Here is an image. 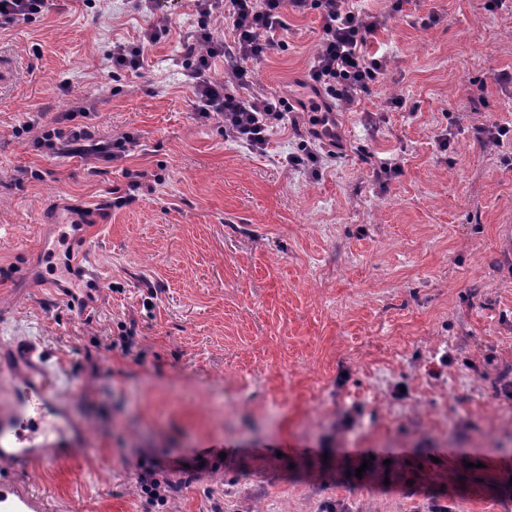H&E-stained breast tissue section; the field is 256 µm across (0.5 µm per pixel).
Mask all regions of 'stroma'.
Here are the masks:
<instances>
[{
	"instance_id": "1",
	"label": "stroma",
	"mask_w": 512,
	"mask_h": 512,
	"mask_svg": "<svg viewBox=\"0 0 512 512\" xmlns=\"http://www.w3.org/2000/svg\"><path fill=\"white\" fill-rule=\"evenodd\" d=\"M407 10L314 173L285 163L290 127L258 154L194 112L190 0H156L170 33L137 75L108 56L149 22L128 0L0 26V333L41 344L91 430L13 470L42 512H512V7ZM321 36L317 11L289 15L257 89L295 86ZM482 112L501 144L474 135ZM76 123L137 145L77 150ZM143 172L152 191L113 207Z\"/></svg>"
}]
</instances>
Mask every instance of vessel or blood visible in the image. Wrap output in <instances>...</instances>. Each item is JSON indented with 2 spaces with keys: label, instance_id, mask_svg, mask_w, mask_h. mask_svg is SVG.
Returning <instances> with one entry per match:
<instances>
[{
  "label": "vessel or blood",
  "instance_id": "1",
  "mask_svg": "<svg viewBox=\"0 0 512 512\" xmlns=\"http://www.w3.org/2000/svg\"><path fill=\"white\" fill-rule=\"evenodd\" d=\"M14 364L0 360V387L5 388L8 410L0 411V469L44 460L45 449L57 458L70 457L86 443V433L56 400L50 371L42 350L24 341L12 344ZM34 492L0 479V512H39Z\"/></svg>",
  "mask_w": 512,
  "mask_h": 512
}]
</instances>
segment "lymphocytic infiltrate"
<instances>
[{
	"label": "lymphocytic infiltrate",
	"instance_id": "f902f5d3",
	"mask_svg": "<svg viewBox=\"0 0 512 512\" xmlns=\"http://www.w3.org/2000/svg\"><path fill=\"white\" fill-rule=\"evenodd\" d=\"M318 11L322 19L320 46L300 81L309 95L288 96L252 90L251 63L264 59L275 41L288 29V13ZM201 20L198 30L184 45L189 60L194 110L199 117H220L233 140L259 151L266 147L275 128L288 112L308 113L309 126L299 152L287 158L289 167L305 170L318 164L329 139L328 116L335 105L353 107L362 93L384 74L387 57L372 52L369 37L385 16L364 14L357 0H196ZM223 16L231 28L227 39L215 37L207 26L211 17ZM170 32L164 21L150 23L138 42H113L110 58L114 68L139 73L148 51ZM224 62V79L212 78L216 60Z\"/></svg>",
	"mask_w": 512,
	"mask_h": 512
}]
</instances>
